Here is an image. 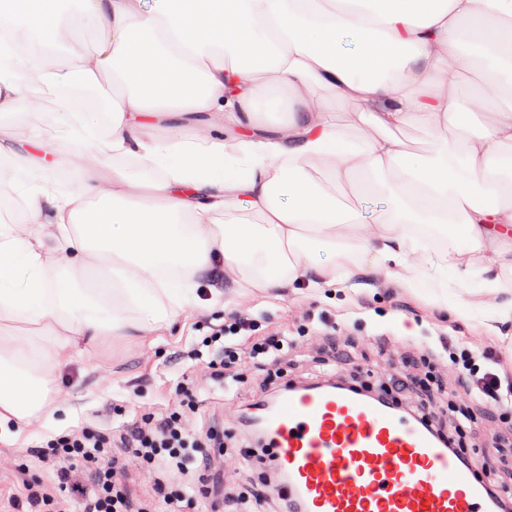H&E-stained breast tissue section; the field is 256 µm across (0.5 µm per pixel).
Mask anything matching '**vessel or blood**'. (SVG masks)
<instances>
[{"label": "vessel or blood", "mask_w": 512, "mask_h": 512, "mask_svg": "<svg viewBox=\"0 0 512 512\" xmlns=\"http://www.w3.org/2000/svg\"><path fill=\"white\" fill-rule=\"evenodd\" d=\"M263 422L287 512H501L475 464L367 393L291 386Z\"/></svg>", "instance_id": "b4317fda"}]
</instances>
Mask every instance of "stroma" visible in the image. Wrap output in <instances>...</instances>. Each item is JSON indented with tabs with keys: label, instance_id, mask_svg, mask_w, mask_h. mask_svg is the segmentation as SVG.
Returning <instances> with one entry per match:
<instances>
[{
	"label": "stroma",
	"instance_id": "1",
	"mask_svg": "<svg viewBox=\"0 0 512 512\" xmlns=\"http://www.w3.org/2000/svg\"><path fill=\"white\" fill-rule=\"evenodd\" d=\"M40 112V120L31 123L0 112V124L9 127L11 146L17 151L31 148L36 134H43L48 144L41 154L51 160L56 153L68 150L66 138L59 131L52 95L43 94ZM379 271V266L363 261L336 284L328 283L325 275L312 269L301 280H287L281 287L263 289L242 287L239 274L228 270L222 278H206L203 304L185 308L158 330L139 336H115L104 343L58 347L51 394L57 407L53 420H39L20 433L0 436V490L12 493L22 491L27 483H54L53 466L30 455L31 448L42 445L51 436L86 425L115 431L132 420L136 409L168 407L175 399L177 383L195 366L187 357L188 351L201 343L211 326L223 324L226 310L241 303L252 304L255 317L264 326L286 318L290 306L299 302L335 311L337 321L348 333L346 342L353 360L362 367L376 366L380 352L395 341L411 343L421 351L438 349V330L434 326L426 321L415 323L406 313L393 311L386 294L370 286V279ZM215 295L221 304L213 308L208 301ZM404 295L420 305L423 312L440 317L444 322L442 331L461 344L489 336L512 354V321L481 324L456 318L451 312L456 305L504 303L512 299V288H504L495 296L471 293L458 287L454 276L447 273L441 277L439 287L408 288ZM363 296L371 301L366 311L358 304ZM251 394V384H244L238 400L228 403L222 390L198 387L200 406L191 418L194 427H203L213 420L221 422L224 446L233 448L239 403L250 399Z\"/></svg>",
	"mask_w": 512,
	"mask_h": 512
}]
</instances>
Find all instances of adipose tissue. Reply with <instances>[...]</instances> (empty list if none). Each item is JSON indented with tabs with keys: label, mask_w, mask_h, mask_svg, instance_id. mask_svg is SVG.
I'll use <instances>...</instances> for the list:
<instances>
[{
	"label": "adipose tissue",
	"mask_w": 512,
	"mask_h": 512,
	"mask_svg": "<svg viewBox=\"0 0 512 512\" xmlns=\"http://www.w3.org/2000/svg\"><path fill=\"white\" fill-rule=\"evenodd\" d=\"M83 2L68 23L60 0H0V29L30 38L24 52L0 39V112L36 76L71 144L42 182L0 127V167L38 181L31 228L0 225V425L41 417L57 347L161 328L199 303L195 277L218 261L275 288L351 238L410 288L449 270L494 293L512 272V101L493 103L512 89V0ZM87 25L109 39L56 51ZM466 31L480 55L461 51ZM461 82L493 105L475 134L457 124ZM319 89L329 97L311 106ZM337 101L360 107L341 131ZM199 119L206 140L156 134ZM406 126L456 138L414 153ZM92 150L116 193L75 165ZM346 190L386 196L381 234L336 199Z\"/></svg>",
	"instance_id": "adipose-tissue-1"
}]
</instances>
